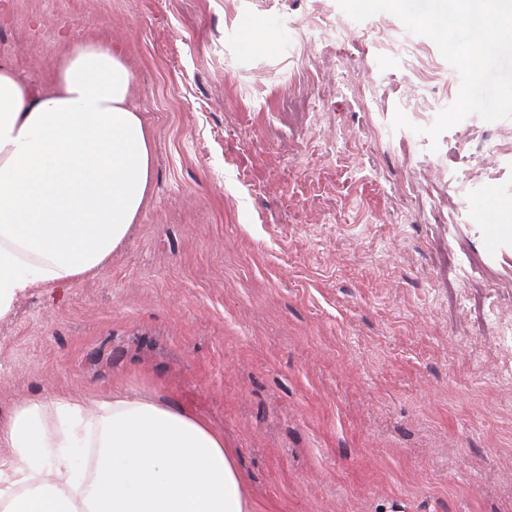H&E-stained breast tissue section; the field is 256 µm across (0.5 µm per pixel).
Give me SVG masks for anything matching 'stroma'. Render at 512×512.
Wrapping results in <instances>:
<instances>
[{"mask_svg": "<svg viewBox=\"0 0 512 512\" xmlns=\"http://www.w3.org/2000/svg\"><path fill=\"white\" fill-rule=\"evenodd\" d=\"M90 40L154 178L107 262L0 318V418L137 394L223 432L256 512H512V119L431 141L459 72L337 0H0L34 84Z\"/></svg>", "mask_w": 512, "mask_h": 512, "instance_id": "stroma-1", "label": "stroma"}]
</instances>
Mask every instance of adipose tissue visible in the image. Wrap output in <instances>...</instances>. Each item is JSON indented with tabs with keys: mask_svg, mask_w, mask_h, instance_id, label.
<instances>
[{
	"mask_svg": "<svg viewBox=\"0 0 512 512\" xmlns=\"http://www.w3.org/2000/svg\"><path fill=\"white\" fill-rule=\"evenodd\" d=\"M111 46L72 45L37 87L0 62V317L90 274L127 237L153 148ZM0 512H254L234 449L196 413L113 394L26 399L0 419ZM92 449L77 465L75 451Z\"/></svg>",
	"mask_w": 512,
	"mask_h": 512,
	"instance_id": "obj_1",
	"label": "adipose tissue"
}]
</instances>
